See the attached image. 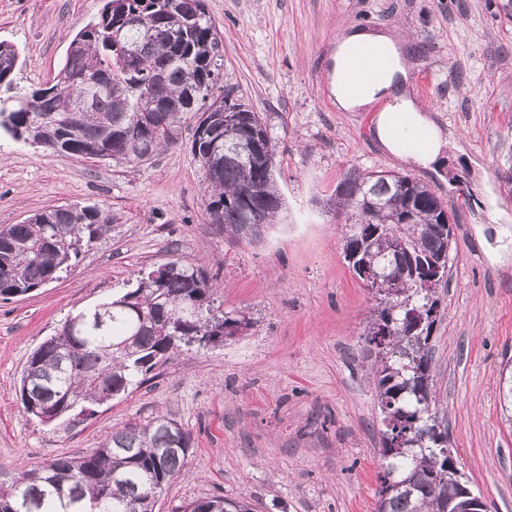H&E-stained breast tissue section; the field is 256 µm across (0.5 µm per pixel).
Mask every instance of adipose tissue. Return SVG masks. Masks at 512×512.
<instances>
[{"instance_id":"adipose-tissue-1","label":"adipose tissue","mask_w":512,"mask_h":512,"mask_svg":"<svg viewBox=\"0 0 512 512\" xmlns=\"http://www.w3.org/2000/svg\"><path fill=\"white\" fill-rule=\"evenodd\" d=\"M385 44L389 50L379 77L352 83L355 49L365 43ZM407 71L394 41L381 33L358 30L343 36L332 57L328 74L331 93L338 108L345 111L361 109L385 98L389 104L376 118V137L387 152L404 162L423 168L432 167L447 146L440 128L429 115L406 95L399 85L406 81Z\"/></svg>"}]
</instances>
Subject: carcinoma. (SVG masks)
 <instances>
[{
	"label": "carcinoma",
	"mask_w": 512,
	"mask_h": 512,
	"mask_svg": "<svg viewBox=\"0 0 512 512\" xmlns=\"http://www.w3.org/2000/svg\"><path fill=\"white\" fill-rule=\"evenodd\" d=\"M135 14L139 24L126 26ZM135 47L120 60L113 36ZM223 41L203 0H106L98 18L71 40L65 59L45 86L0 100V130L15 140H40L71 158L139 164L173 142L174 131L194 127L191 151L209 183L206 211L212 223L238 238L252 227L278 224L285 204L276 181L263 168L244 166L250 128L264 125L234 90L220 84ZM17 49L0 42V85L12 86ZM151 77L148 87L141 85ZM112 89H100V83ZM237 102L247 120L204 115L206 97ZM83 98L82 112H61V103ZM223 144L211 157L206 119ZM257 180V196L246 181ZM336 214L345 217L344 259L356 278L357 264L374 263L392 278L395 295L375 296L366 325L375 348L372 379L382 414L384 472L398 488L377 490V512H451L462 487L448 474L438 445L448 439L432 378L428 344L441 321L438 288L453 251L440 218L443 202L407 175L389 171H347L336 183ZM109 229L97 206L61 205L0 229V299L21 297L61 278L84 249ZM215 289L204 272L177 262L148 273L135 289L67 317L57 332L28 356L20 400L43 424L91 417L96 407L139 388L158 366L197 351L192 342L245 319L215 306ZM417 311L421 320L411 316ZM422 353L406 356L413 340ZM402 439L408 448H396ZM191 435L166 414L144 424L129 423L108 434L93 452L57 455L0 480V512H154L156 499L188 465ZM182 512H254L246 497L203 498Z\"/></svg>",
	"instance_id": "1"
}]
</instances>
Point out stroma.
Masks as SVG:
<instances>
[{
	"label": "stroma",
	"instance_id": "1",
	"mask_svg": "<svg viewBox=\"0 0 512 512\" xmlns=\"http://www.w3.org/2000/svg\"><path fill=\"white\" fill-rule=\"evenodd\" d=\"M503 2L204 0L223 38V83L262 113L277 142L289 219L256 239L211 224L191 128L137 165L66 158L0 131V226L64 204L111 219L67 275L0 300V470L91 453L107 433L166 413L192 448L155 512L241 495L258 512H375L382 425L364 335L374 302L343 258L345 227L326 201L347 170H383L427 185L455 218L431 340L434 389L460 472L490 512H512V423L500 392L512 362V12ZM103 5L0 0V41L20 52L14 86L50 82ZM357 28L402 40L406 90L448 141L434 168L382 148L369 108L336 106L327 72L339 36ZM173 260L201 268L222 310L250 317L247 332L180 355L84 422L30 416L19 398L29 353L69 315Z\"/></svg>",
	"mask_w": 512,
	"mask_h": 512
}]
</instances>
